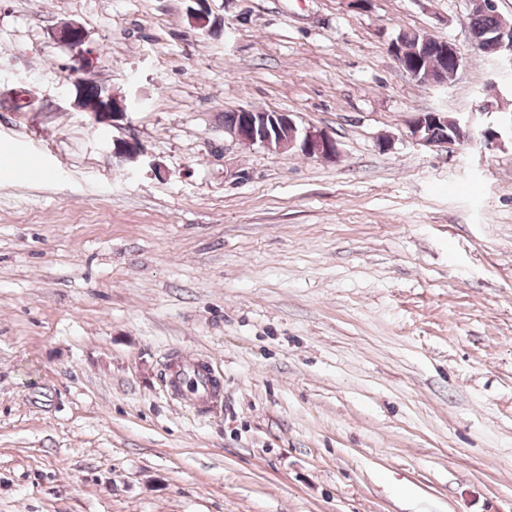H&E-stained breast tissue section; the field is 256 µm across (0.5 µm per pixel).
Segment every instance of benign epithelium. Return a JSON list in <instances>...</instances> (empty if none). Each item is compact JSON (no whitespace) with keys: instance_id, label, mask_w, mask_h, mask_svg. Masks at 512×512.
I'll use <instances>...</instances> for the list:
<instances>
[{"instance_id":"7a95c632","label":"benign epithelium","mask_w":512,"mask_h":512,"mask_svg":"<svg viewBox=\"0 0 512 512\" xmlns=\"http://www.w3.org/2000/svg\"><path fill=\"white\" fill-rule=\"evenodd\" d=\"M197 8L190 10V19L197 28H206L209 25V0H191ZM53 39L61 44L67 45L80 53L79 64L81 71L88 73L95 67V52L91 49H83L87 41V33L84 26L76 21H64L60 23L53 32ZM492 40L497 45L496 55L497 66L502 73L512 72V27L507 25L499 28L492 34ZM389 52L398 64L411 77L420 78V62L409 54L401 42L394 40L389 45ZM84 111L92 114L98 123L115 126L117 122L124 119L129 106L122 96H110L107 106L98 105L93 101L91 106L84 108ZM242 116V123L227 128L228 134L237 141H249L259 143L268 150H273V141L280 137L281 130L289 129L290 135L288 145L278 147V150L295 149L301 154L318 160H330L339 154V147L336 139L322 129L308 128L299 130L295 122L286 112H263L250 108L239 109ZM441 114L430 112L416 117L408 126L409 137L415 141L434 147H443L445 143L423 134L426 126L425 119H438ZM453 131L456 137L448 138V143L456 141L460 143L470 142L475 138L474 130L471 127L472 121L467 119H452ZM512 137V126L500 131L486 129L480 133L479 142L486 148L492 149L502 145L504 139ZM112 153L118 158L127 160L135 159L141 154L140 147L123 138L112 140Z\"/></svg>"}]
</instances>
